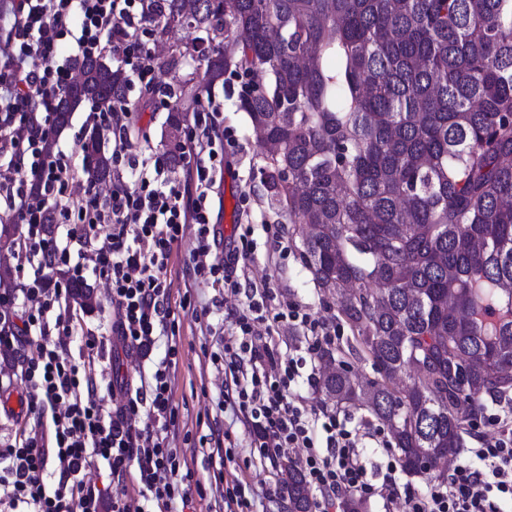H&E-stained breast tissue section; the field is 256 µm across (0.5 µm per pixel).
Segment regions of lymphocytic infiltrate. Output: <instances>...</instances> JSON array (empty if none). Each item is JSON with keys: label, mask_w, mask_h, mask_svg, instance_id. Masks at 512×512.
I'll return each mask as SVG.
<instances>
[{"label": "lymphocytic infiltrate", "mask_w": 512, "mask_h": 512, "mask_svg": "<svg viewBox=\"0 0 512 512\" xmlns=\"http://www.w3.org/2000/svg\"><path fill=\"white\" fill-rule=\"evenodd\" d=\"M153 23L143 0H8L0 9V220L21 230L16 268L19 286L0 290V356H21L29 421L0 442V512H185L192 504L194 473L170 439L178 433L172 373L179 353L181 311L189 297L172 298L169 265L186 229L196 247L188 279L248 300L229 312L230 326L212 330L214 360L224 364V405L249 434L253 459L277 469L287 450L308 486L320 494L315 512H343L351 497L381 499L385 512H503L512 502V414L494 419L471 459L453 464L426 493L401 485L399 467L388 460L369 474L363 436L336 412L318 410L293 394L298 379L316 384V361L334 344L332 323L299 302L275 300L268 285L249 279L240 259L257 242L250 224L235 225L228 243L218 241L211 193L224 170L233 130L224 126V99L209 93L194 113L178 153L133 149L134 113L90 109L88 118L112 136L111 193L77 184L69 155H47L45 138L55 133V96L71 81L70 58L111 54L147 102L168 104L157 84L150 47ZM40 175L39 194H29L23 171ZM78 186V200L67 190ZM55 212L63 238L47 239L43 216ZM108 226L99 235L100 226ZM223 245L224 257L212 258ZM62 267L69 281L53 277ZM98 279L115 310L112 334L125 351L149 357L166 338L164 359L140 386L112 380L121 397L115 409L97 401L95 365L68 352L77 311L68 303L70 280ZM288 327L302 338L300 356L276 355L274 338ZM33 351L20 355L21 344ZM104 466L114 479L136 471L139 495L110 496L85 480Z\"/></svg>", "instance_id": "lymphocytic-infiltrate-1"}]
</instances>
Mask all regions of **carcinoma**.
I'll use <instances>...</instances> for the list:
<instances>
[{
  "mask_svg": "<svg viewBox=\"0 0 512 512\" xmlns=\"http://www.w3.org/2000/svg\"><path fill=\"white\" fill-rule=\"evenodd\" d=\"M158 66L178 76L167 124L178 131L229 72L265 153L271 202L377 380L348 363L322 374L339 408L393 433L409 474L444 457L482 400L512 396V0H147ZM56 126L93 105L130 107L112 57L75 58ZM110 133L84 127V173L112 182ZM288 170V178L282 171ZM17 224L0 222V249ZM69 304L90 311L89 287ZM287 512H311L287 460Z\"/></svg>",
  "mask_w": 512,
  "mask_h": 512,
  "instance_id": "carcinoma-1",
  "label": "carcinoma"
}]
</instances>
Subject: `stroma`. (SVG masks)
<instances>
[{
    "label": "stroma",
    "mask_w": 512,
    "mask_h": 512,
    "mask_svg": "<svg viewBox=\"0 0 512 512\" xmlns=\"http://www.w3.org/2000/svg\"><path fill=\"white\" fill-rule=\"evenodd\" d=\"M240 90V81L233 78L226 80L224 124L235 131L238 142L227 157L232 184L228 187L216 185L213 195L216 202L214 212L220 215L229 207L245 208L248 222L257 226L255 237L258 247L246 260V269L252 279L265 281L274 293L287 295L305 304L314 316L336 324L340 340H347L350 331L342 324L336 304L317 287L294 246L291 224L284 214L270 204L263 148L255 137L247 114L238 108ZM266 224L281 227L286 245L284 251L274 253L266 249V235L262 230ZM194 247L193 232H186L172 259L170 273L174 292H190L197 307L202 309L206 306L210 309L206 315L202 312L182 315L178 364L172 374L173 398L179 422V433L172 445L185 454L202 488L201 494L193 498L192 512H224L225 484L235 479L248 482L254 489L255 495L251 500L253 512H283L282 498L272 499L268 496L272 488L271 475L252 463L247 448V433L222 405L223 377L218 374L211 360L214 350L211 324L221 321L225 309L246 308L247 300L242 295L223 297L209 284L202 282L186 287L182 268ZM93 289L98 306L84 314L83 326L105 343V355L99 368L107 379L116 371L126 379H135L139 372L138 358L128 355L112 343L110 327L113 310L107 288L99 281L94 283ZM213 424L229 431L236 444L233 461L226 463L219 476L215 475L204 457L205 450L214 445L209 436V427Z\"/></svg>",
    "instance_id": "obj_1"
}]
</instances>
